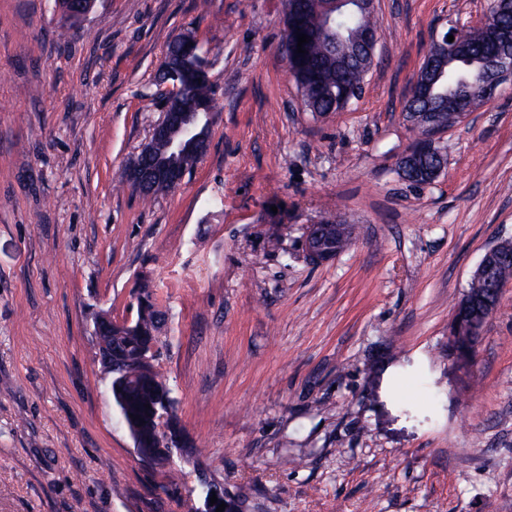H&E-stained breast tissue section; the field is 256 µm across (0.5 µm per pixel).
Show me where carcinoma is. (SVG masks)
Instances as JSON below:
<instances>
[{"instance_id": "carcinoma-1", "label": "carcinoma", "mask_w": 512, "mask_h": 512, "mask_svg": "<svg viewBox=\"0 0 512 512\" xmlns=\"http://www.w3.org/2000/svg\"><path fill=\"white\" fill-rule=\"evenodd\" d=\"M295 8L286 15V27L291 31L288 41V67L301 91L303 105L311 113L321 115L336 112L361 97L364 79L372 62L356 54L351 44L333 45L336 32L346 37L361 29H376L372 16L354 8L336 12L332 31L321 25L320 0H294ZM309 36L303 45L306 53L297 52V34ZM485 52L481 30L460 32L452 46L450 57L455 62L449 67L439 63L440 78L437 81L433 105L421 99L407 103L405 111L423 112L431 109L445 113L451 120L454 112L451 104L454 95L466 90L475 91L483 80L480 61ZM198 99L203 119L199 131L209 137L212 98L206 79L186 88ZM162 316L153 308L137 309L136 318L128 326H117L103 316L100 332L95 342L101 373L112 379V401L120 416L138 415L144 422L133 421L131 437L134 445L141 446V438L155 437L162 415L175 409L176 400L167 375L160 362Z\"/></svg>"}]
</instances>
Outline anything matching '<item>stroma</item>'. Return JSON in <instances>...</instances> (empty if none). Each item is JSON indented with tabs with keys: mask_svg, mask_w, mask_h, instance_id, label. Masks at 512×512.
Returning a JSON list of instances; mask_svg holds the SVG:
<instances>
[{
	"mask_svg": "<svg viewBox=\"0 0 512 512\" xmlns=\"http://www.w3.org/2000/svg\"><path fill=\"white\" fill-rule=\"evenodd\" d=\"M489 0H376L358 101L306 112L285 0H0V512H512V281L472 357L455 307L512 238V85L441 132L413 186L405 98L436 34ZM191 33L209 146L143 202L121 179L160 117L164 51ZM356 225L310 261L309 225ZM151 281L182 443L143 464L112 406L92 315ZM185 91L198 99L199 105L202 108L201 112H203V119L199 131L205 138H209L211 125L210 112H212L213 105L208 78L202 79L201 84H198L197 81L194 85L187 87ZM427 154L437 156L440 159V163L437 164L436 167H434L436 159L434 157H430V156L424 157V155H427ZM442 154H444V153L434 146L433 141L430 142L429 140H425L423 143H421L419 145H414V146L410 147L405 152V154H403L400 157V159L398 161V166H399V171H400L399 174L400 175L403 174L404 170L408 169V167H406L407 161H409L411 158H414V157H420L417 161V164L415 163V165H419V167L421 169L430 168V167H434V168L427 169L422 173L423 176L425 177V180L417 178L414 181H411V183H414L416 185H421V184L425 183V181H426V183H430V182L434 181L445 169L446 159H445L444 155H442ZM421 156H423V157H421ZM401 177H402V175H401ZM508 241L510 239L501 240L488 249L472 276L476 278L488 277L491 271L506 257Z\"/></svg>",
	"mask_w": 512,
	"mask_h": 512,
	"instance_id": "1",
	"label": "stroma"
}]
</instances>
